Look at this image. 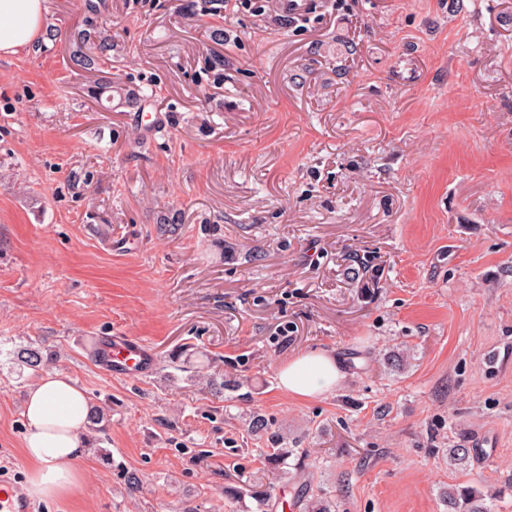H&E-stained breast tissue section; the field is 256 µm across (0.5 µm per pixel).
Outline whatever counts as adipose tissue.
Masks as SVG:
<instances>
[{"mask_svg":"<svg viewBox=\"0 0 512 512\" xmlns=\"http://www.w3.org/2000/svg\"><path fill=\"white\" fill-rule=\"evenodd\" d=\"M46 14L47 0H0V56L28 52L42 34ZM345 378V363L331 351L294 355L277 370L280 390L299 401L330 395ZM88 413L84 390L68 375L34 378L23 411L26 492L31 498L61 500L78 492L83 475L76 462L86 452L80 434Z\"/></svg>","mask_w":512,"mask_h":512,"instance_id":"adipose-tissue-1","label":"adipose tissue"}]
</instances>
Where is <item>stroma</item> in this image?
<instances>
[{"instance_id": "obj_1", "label": "stroma", "mask_w": 512, "mask_h": 512, "mask_svg": "<svg viewBox=\"0 0 512 512\" xmlns=\"http://www.w3.org/2000/svg\"><path fill=\"white\" fill-rule=\"evenodd\" d=\"M256 2L218 45L178 0H108L102 70L151 93L150 131L86 97L65 38L0 58V464L28 473L33 343L107 413L76 504L36 512H303L305 487L448 512L451 485L512 512V0ZM112 336L153 370L105 374ZM328 350L333 394L279 391ZM256 415L292 450L262 503ZM346 364L331 351L300 353L277 370L280 390L299 401L322 398L336 391L346 379Z\"/></svg>"}]
</instances>
